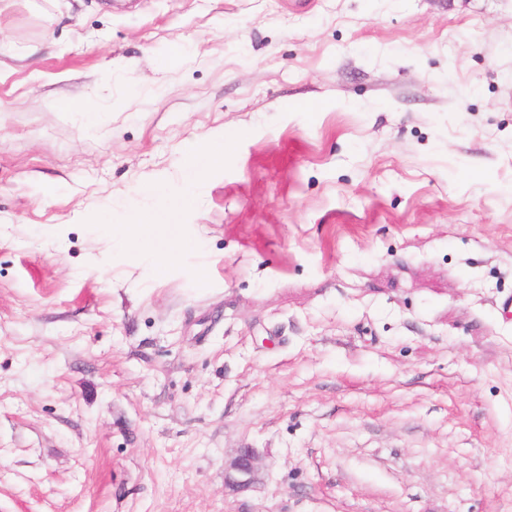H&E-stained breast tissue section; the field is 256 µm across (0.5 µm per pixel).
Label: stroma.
Segmentation results:
<instances>
[{"label":"stroma","mask_w":512,"mask_h":512,"mask_svg":"<svg viewBox=\"0 0 512 512\" xmlns=\"http://www.w3.org/2000/svg\"><path fill=\"white\" fill-rule=\"evenodd\" d=\"M0 42V512H512V0H0ZM200 154L201 152L192 145L183 151V168L187 173V180L182 189L184 195L193 192L196 183L204 178L208 170L224 163V153L219 149H214L208 154L205 165H199ZM255 456L249 450L239 454L230 464L232 473L227 478L238 487L248 486L255 477Z\"/></svg>","instance_id":"stroma-1"}]
</instances>
